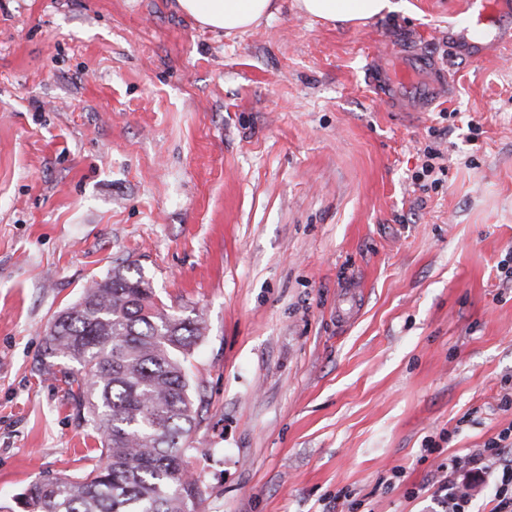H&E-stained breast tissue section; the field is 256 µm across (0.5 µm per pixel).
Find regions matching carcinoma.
I'll return each mask as SVG.
<instances>
[{"mask_svg": "<svg viewBox=\"0 0 512 512\" xmlns=\"http://www.w3.org/2000/svg\"><path fill=\"white\" fill-rule=\"evenodd\" d=\"M205 327L159 305L142 276L115 268L83 288L46 332L43 356L79 366L75 409L100 444V465L30 482L7 512H196L187 439L197 408L187 357Z\"/></svg>", "mask_w": 512, "mask_h": 512, "instance_id": "carcinoma-1", "label": "carcinoma"}]
</instances>
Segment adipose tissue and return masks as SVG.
Here are the masks:
<instances>
[{
	"label": "adipose tissue",
	"instance_id": "obj_1",
	"mask_svg": "<svg viewBox=\"0 0 512 512\" xmlns=\"http://www.w3.org/2000/svg\"><path fill=\"white\" fill-rule=\"evenodd\" d=\"M405 0H296L305 15L330 24L355 25L400 11ZM177 8L201 27L225 34L243 33L273 17L277 0H177Z\"/></svg>",
	"mask_w": 512,
	"mask_h": 512
}]
</instances>
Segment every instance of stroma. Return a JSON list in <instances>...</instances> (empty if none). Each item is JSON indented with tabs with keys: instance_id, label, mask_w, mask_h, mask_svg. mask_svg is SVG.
<instances>
[{
	"instance_id": "stroma-1",
	"label": "stroma",
	"mask_w": 512,
	"mask_h": 512,
	"mask_svg": "<svg viewBox=\"0 0 512 512\" xmlns=\"http://www.w3.org/2000/svg\"><path fill=\"white\" fill-rule=\"evenodd\" d=\"M408 2L227 36L0 0V504L99 461L42 342L116 266L204 322L197 512H437V465L512 426V57L465 45L512 18Z\"/></svg>"
}]
</instances>
